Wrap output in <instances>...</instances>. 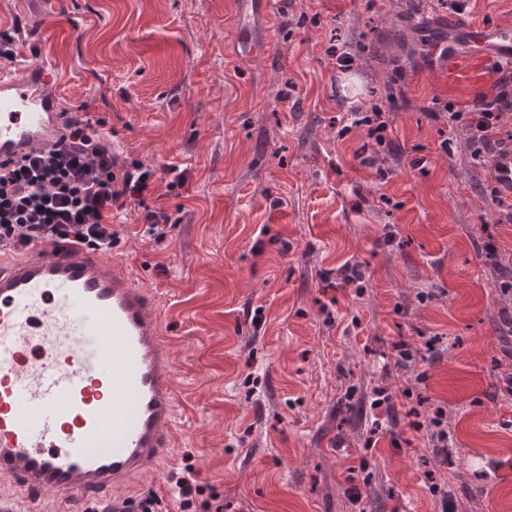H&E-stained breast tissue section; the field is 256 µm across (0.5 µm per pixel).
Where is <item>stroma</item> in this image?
I'll list each match as a JSON object with an SVG mask.
<instances>
[{"label":"stroma","instance_id":"stroma-1","mask_svg":"<svg viewBox=\"0 0 512 512\" xmlns=\"http://www.w3.org/2000/svg\"><path fill=\"white\" fill-rule=\"evenodd\" d=\"M237 2L0 0V31L34 33L65 108L157 169L146 202L172 220L155 241L128 209L112 254L174 344V440L160 475L94 512L149 495L178 512L183 476L196 512L214 496L224 512H512V192L467 163L468 120L428 113L426 69L392 62L457 4L512 26V0H263L247 46L224 36ZM345 41L362 51L341 74L328 49ZM375 105L388 147L364 168L348 110Z\"/></svg>","mask_w":512,"mask_h":512}]
</instances>
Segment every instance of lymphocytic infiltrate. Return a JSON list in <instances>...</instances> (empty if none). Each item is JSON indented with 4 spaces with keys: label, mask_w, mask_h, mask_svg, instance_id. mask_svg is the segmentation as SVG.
<instances>
[{
    "label": "lymphocytic infiltrate",
    "mask_w": 512,
    "mask_h": 512,
    "mask_svg": "<svg viewBox=\"0 0 512 512\" xmlns=\"http://www.w3.org/2000/svg\"><path fill=\"white\" fill-rule=\"evenodd\" d=\"M470 113V158L479 163L497 145L502 117L512 113V73L496 95L474 101ZM155 175L138 161L119 167L111 137L87 113L73 111L53 149L0 164V248L49 242L108 253L117 241L114 212L132 206L143 208L150 237L165 238L168 215L147 209L144 200Z\"/></svg>",
    "instance_id": "1"
}]
</instances>
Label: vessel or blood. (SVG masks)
<instances>
[{
    "instance_id": "vessel-or-blood-1",
    "label": "vessel or blood",
    "mask_w": 512,
    "mask_h": 512,
    "mask_svg": "<svg viewBox=\"0 0 512 512\" xmlns=\"http://www.w3.org/2000/svg\"><path fill=\"white\" fill-rule=\"evenodd\" d=\"M440 98L492 91L512 28L449 14L427 46ZM44 63L0 64V162L50 148L67 115ZM175 352L154 294L102 252L34 245L0 260V512L127 487L161 471L176 418Z\"/></svg>"
}]
</instances>
